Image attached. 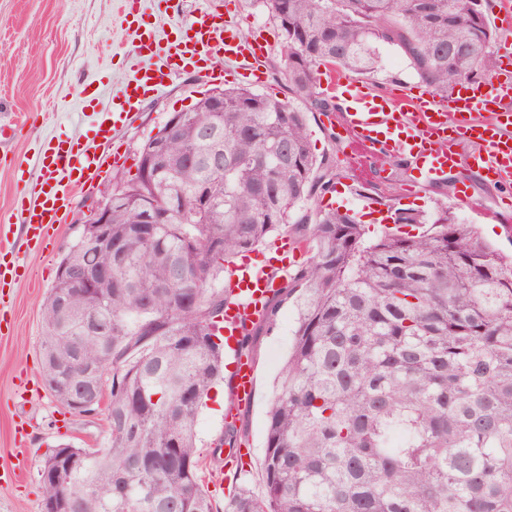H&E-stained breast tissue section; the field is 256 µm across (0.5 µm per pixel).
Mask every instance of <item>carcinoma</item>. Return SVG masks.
Wrapping results in <instances>:
<instances>
[{
	"label": "carcinoma",
	"instance_id": "obj_1",
	"mask_svg": "<svg viewBox=\"0 0 512 512\" xmlns=\"http://www.w3.org/2000/svg\"><path fill=\"white\" fill-rule=\"evenodd\" d=\"M284 35L291 95L316 112L321 68L371 73L377 46L399 49L435 93L496 72L483 0H262ZM168 134L153 161L142 146L134 181L112 197V253L83 239L60 268L112 272L86 296L58 275L42 307L44 383L63 406L61 367L77 353L112 373V439L80 470H58L73 512H213L196 423L224 374V278L233 256L285 231L311 258L285 272L265 318L293 301L297 326L267 412L265 496L240 489L224 512H512V259L446 210L394 209L393 223L429 224L415 238L366 244L350 212L315 223L300 204L333 188L315 176L306 113L247 88H224ZM207 189L212 202L197 207ZM93 310L106 328L82 326ZM231 422L217 448H239Z\"/></svg>",
	"mask_w": 512,
	"mask_h": 512
}]
</instances>
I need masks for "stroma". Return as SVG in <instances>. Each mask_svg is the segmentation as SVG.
Instances as JSON below:
<instances>
[{
  "label": "stroma",
  "instance_id": "stroma-1",
  "mask_svg": "<svg viewBox=\"0 0 512 512\" xmlns=\"http://www.w3.org/2000/svg\"><path fill=\"white\" fill-rule=\"evenodd\" d=\"M227 6L243 18L244 32L260 29L268 40L266 79L257 84V91L288 99L281 62L283 37L261 0H183L181 18L189 20L206 7L220 12ZM138 64L137 43L122 25L115 0H0V115L17 123L14 137L0 154V217L16 211L15 160L24 161L27 177L34 179L39 175L36 152L45 138L92 144L91 128L80 116L84 94L94 95L98 106L107 105L113 89ZM361 81L378 95L419 83L405 57L387 44L377 48L375 72L362 75ZM225 86V81L210 83L195 73L175 76L161 96L119 129L116 142L127 156L126 164L106 165L101 178L78 191L69 216L56 225L50 242L30 247L21 232L11 234L23 267L6 276L0 287V306L6 311L0 324V512H43L39 470L56 446L103 448L108 443L104 410L79 414L62 407L41 376L42 305L57 281L61 259L82 233L80 217L113 188L115 176L127 179L136 174L142 144L172 113L190 109L201 93ZM307 122L312 150L335 184L334 192L305 203L309 215L350 210L364 226L365 241L371 242L388 231L423 232L420 224L396 227L389 217L391 208L425 213L445 209L458 222L475 225L494 248L512 253V234L504 225L486 222L480 212L457 204L454 181L406 191L410 161L385 156L377 159V175L370 183L351 180L336 129L324 125L317 112L308 113ZM296 318L294 305L284 304L274 325L254 343L256 389L240 414L248 440L237 485L257 496L264 492L267 411L288 359Z\"/></svg>",
  "mask_w": 512,
  "mask_h": 512
}]
</instances>
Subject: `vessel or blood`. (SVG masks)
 I'll return each instance as SVG.
<instances>
[{
  "label": "vessel or blood",
  "instance_id": "1",
  "mask_svg": "<svg viewBox=\"0 0 512 512\" xmlns=\"http://www.w3.org/2000/svg\"><path fill=\"white\" fill-rule=\"evenodd\" d=\"M138 4L139 0H119V9L127 25L139 27V47L147 50L152 32ZM167 50L169 70L144 66L138 78L113 91L108 109L93 113L95 138L111 142L119 123L146 99L162 93L172 73L225 59L236 62L243 75H264V44L242 37L241 23L232 17L220 20L201 12L190 25L173 31ZM327 87L335 96L337 111L326 114L325 119L337 122L349 156L365 162L385 154L408 158L413 165L412 182L419 186L456 173L455 199L467 206L473 203L469 171L512 187V68L505 66L484 80L459 85L445 97L417 96L407 90L378 97L361 82L338 72L332 74ZM105 163V158L89 147L47 142L37 156L39 177L23 184L19 192L17 215L27 241L43 244L72 206L74 189L98 177ZM277 251L278 263L257 270L234 265L229 270L224 380L231 415L250 402L255 388V366L238 349L243 325L246 320L263 317L281 272L305 253L306 246L288 240Z\"/></svg>",
  "mask_w": 512,
  "mask_h": 512
}]
</instances>
